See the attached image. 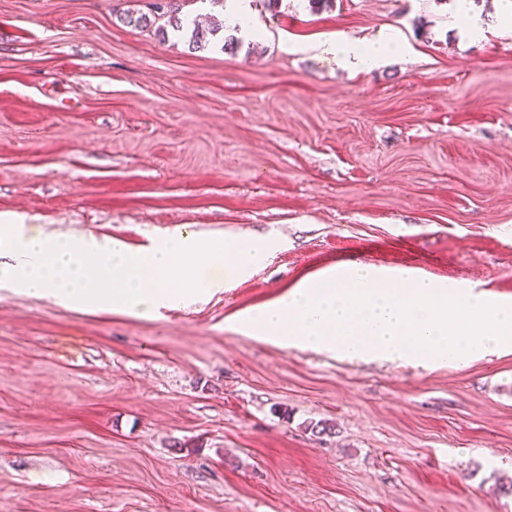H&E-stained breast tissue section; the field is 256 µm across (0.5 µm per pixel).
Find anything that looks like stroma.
<instances>
[{"mask_svg": "<svg viewBox=\"0 0 512 512\" xmlns=\"http://www.w3.org/2000/svg\"><path fill=\"white\" fill-rule=\"evenodd\" d=\"M150 0H0V213L143 251L280 240L159 318L0 288V512H512V351L340 360L235 330L347 262L512 300V0H253L195 49ZM396 27L354 72L287 51ZM325 421L332 434L314 436ZM212 4L221 5L224 11V21L223 24H227L231 28L235 25L239 24L240 31L239 35L245 36H258V33L253 29L252 25H250V20L253 14V10L251 9L249 2L251 0H227V7L224 9V0H210ZM230 2V3H229Z\"/></svg>", "mask_w": 512, "mask_h": 512, "instance_id": "1", "label": "stroma"}]
</instances>
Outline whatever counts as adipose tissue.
Segmentation results:
<instances>
[{"label":"adipose tissue","instance_id":"1","mask_svg":"<svg viewBox=\"0 0 512 512\" xmlns=\"http://www.w3.org/2000/svg\"><path fill=\"white\" fill-rule=\"evenodd\" d=\"M306 49L357 71L382 65L391 55L402 51L403 45L395 29L388 28L372 38L352 37L339 31L329 38L307 44Z\"/></svg>","mask_w":512,"mask_h":512}]
</instances>
